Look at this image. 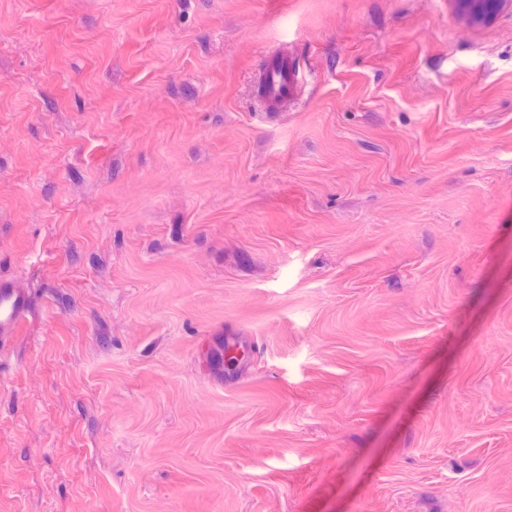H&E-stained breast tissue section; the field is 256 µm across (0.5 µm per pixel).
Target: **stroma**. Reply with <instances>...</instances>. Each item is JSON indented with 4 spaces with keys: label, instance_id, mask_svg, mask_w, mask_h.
Returning a JSON list of instances; mask_svg holds the SVG:
<instances>
[{
    "label": "stroma",
    "instance_id": "1",
    "mask_svg": "<svg viewBox=\"0 0 512 512\" xmlns=\"http://www.w3.org/2000/svg\"><path fill=\"white\" fill-rule=\"evenodd\" d=\"M0 267V512H512V0H0ZM260 79L264 86L262 99L267 109L270 112H280L294 95L299 83L298 69L293 64V56L288 51V46L275 51ZM32 305L31 288L13 274L0 273V364L20 336Z\"/></svg>",
    "mask_w": 512,
    "mask_h": 512
}]
</instances>
